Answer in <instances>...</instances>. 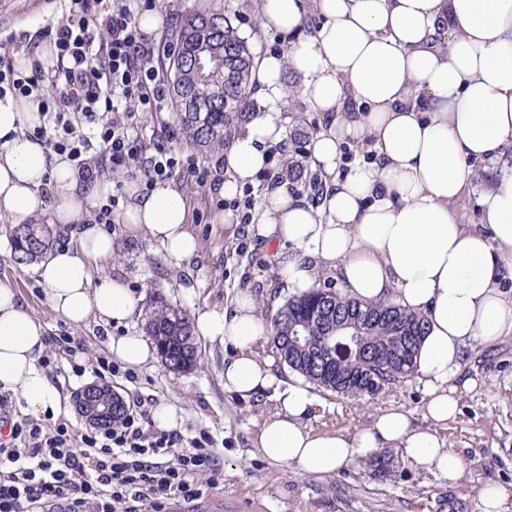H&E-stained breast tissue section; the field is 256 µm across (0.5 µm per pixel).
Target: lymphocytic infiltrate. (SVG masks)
Segmentation results:
<instances>
[{"label":"lymphocytic infiltrate","mask_w":512,"mask_h":512,"mask_svg":"<svg viewBox=\"0 0 512 512\" xmlns=\"http://www.w3.org/2000/svg\"><path fill=\"white\" fill-rule=\"evenodd\" d=\"M45 36L55 53L34 60L33 79H16L12 58L0 54V100L39 99L35 140L74 162L89 184L106 168L146 190L175 172L198 188L210 183L211 170L193 155L139 130L144 113L166 108V79L129 0H63ZM12 408V396L0 393V512H168L198 499L213 471L209 433L151 428L142 411L80 432Z\"/></svg>","instance_id":"f902f5d3"}]
</instances>
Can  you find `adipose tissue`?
I'll list each match as a JSON object with an SVG mask.
<instances>
[{
  "label": "adipose tissue",
  "instance_id": "1",
  "mask_svg": "<svg viewBox=\"0 0 512 512\" xmlns=\"http://www.w3.org/2000/svg\"><path fill=\"white\" fill-rule=\"evenodd\" d=\"M260 27L287 35L288 46L256 61L254 115L224 153L217 192L234 199L266 167L283 138L273 108L293 77L297 99L323 119L308 145L321 197L312 204L289 184L266 188L249 231L275 246L284 293L331 279L354 298L425 315L412 374L422 417L392 408L351 434L312 428L319 402L309 387L260 356L270 325L250 290L224 309H193L195 331L228 351L226 392L273 399L257 436L269 460L327 477L392 448L413 468L457 481L464 463L445 431L481 383L465 367L512 336V0H260ZM39 122L36 97L0 102V219L46 216L69 233L71 247L36 269L54 312L76 325L129 323L143 298L121 277L95 278L115 242L84 213L111 174L82 182L70 161L28 137ZM481 169L501 175L480 192L481 225L471 228L454 206ZM125 194L119 222L129 236L177 266L197 254L179 190L160 183L145 194L129 183ZM45 342L44 324L0 284V392L20 394L33 415L60 399L40 365Z\"/></svg>",
  "mask_w": 512,
  "mask_h": 512
}]
</instances>
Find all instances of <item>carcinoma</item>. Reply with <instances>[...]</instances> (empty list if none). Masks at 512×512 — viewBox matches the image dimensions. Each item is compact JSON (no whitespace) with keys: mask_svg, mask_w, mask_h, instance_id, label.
<instances>
[{"mask_svg":"<svg viewBox=\"0 0 512 512\" xmlns=\"http://www.w3.org/2000/svg\"><path fill=\"white\" fill-rule=\"evenodd\" d=\"M212 44L223 49L224 62L210 65L201 80L191 60ZM167 56L181 140L224 162V148L250 110L254 56L248 40L221 11L192 12L176 29ZM178 84L183 96L199 103L190 112L177 98ZM217 87L224 88V100L212 102L206 93ZM5 230L19 264L37 261L64 241L61 230L41 222L7 224ZM270 324L268 352L278 365L325 392L359 400L409 380L426 317L388 300H357L329 281L286 298ZM144 328L169 370L179 374L197 367L198 343L184 310L158 296L146 308ZM356 332L360 333L357 345L350 350L339 347V341ZM396 464L391 450L369 460L378 475L393 472Z\"/></svg>","mask_w":512,"mask_h":512,"instance_id":"carcinoma-1","label":"carcinoma"}]
</instances>
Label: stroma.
<instances>
[{
  "mask_svg": "<svg viewBox=\"0 0 512 512\" xmlns=\"http://www.w3.org/2000/svg\"><path fill=\"white\" fill-rule=\"evenodd\" d=\"M219 9L230 16L240 34L255 53L262 56L286 48L284 37L261 30L253 0H155V9L166 22L154 33L156 44H164L174 27L169 14ZM62 17L59 0H0V47L6 52L37 50L47 26ZM189 211V228L201 248L187 270L168 265L156 246L126 240L122 226L112 223L118 255L98 264V277L123 273L125 282L139 293L154 289L174 304H182L180 286L184 275L196 282L195 304L200 308L223 309L234 289L247 288L269 296L271 308L279 299L271 295L270 284L276 274L270 245L251 239L247 225L229 231L220 223L219 209L211 205V190L184 186ZM247 251H240V242ZM0 283L16 288L29 311L47 327L51 336L67 334L79 341L75 356L59 355L52 381L62 400L57 417L67 418L77 430L86 423L74 404V395L94 383L90 366L97 357L109 356L106 339L137 332L140 322L128 328L93 323L73 325L49 306L44 286L26 264L16 263L6 234L0 233ZM202 359L198 369L173 374L154 360L134 369V382L117 378L114 390L137 393L147 406L165 402L181 415V433L201 429L213 437L217 466L212 478L203 480L202 496L190 504H180L179 512H441L440 502L448 495L459 496L465 512H478L482 489L490 484L505 487L508 497L505 512H512V337L495 349L480 355L473 367L482 385L460 401V413L447 430L448 445L464 462L458 481L399 463L391 476L374 477L365 462L346 465L336 475L317 478L265 459L255 441L262 420L272 409L267 398L244 401L224 389L223 345L201 343ZM86 367L83 376L71 372L72 363ZM321 403L310 426L319 430L352 432L368 425L381 410L401 407L414 418H421L422 392L414 381H406L372 400L355 401L319 394Z\"/></svg>",
  "mask_w": 512,
  "mask_h": 512,
  "instance_id": "obj_1",
  "label": "stroma"
}]
</instances>
